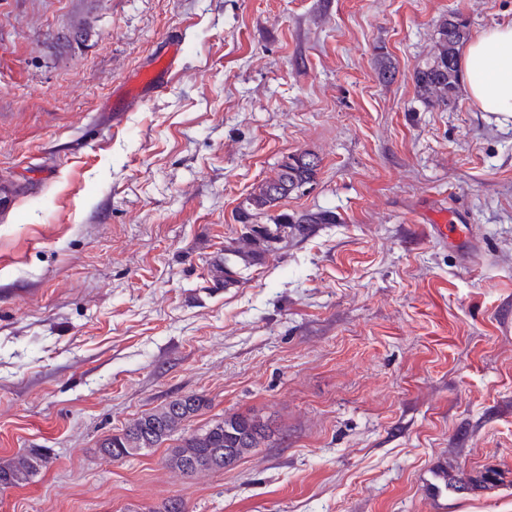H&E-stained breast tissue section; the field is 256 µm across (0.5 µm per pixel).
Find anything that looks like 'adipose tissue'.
<instances>
[{
  "label": "adipose tissue",
  "instance_id": "adipose-tissue-1",
  "mask_svg": "<svg viewBox=\"0 0 512 512\" xmlns=\"http://www.w3.org/2000/svg\"><path fill=\"white\" fill-rule=\"evenodd\" d=\"M461 66L480 109L512 117V23L492 26L469 42Z\"/></svg>",
  "mask_w": 512,
  "mask_h": 512
}]
</instances>
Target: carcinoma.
Masks as SVG:
<instances>
[{"label":"carcinoma","instance_id":"carcinoma-1","mask_svg":"<svg viewBox=\"0 0 512 512\" xmlns=\"http://www.w3.org/2000/svg\"><path fill=\"white\" fill-rule=\"evenodd\" d=\"M470 38L467 23L456 14L438 26L433 60L415 73L417 97L427 108H448L457 100L459 46ZM318 164L307 153L291 154L280 161L274 175L253 186L238 207L242 233L224 243V256L209 267L216 288H235L243 283V271L262 264L289 237L306 236L314 224L336 223L328 210L302 211L276 216L270 212L281 201L300 192L316 179ZM206 406L199 395L172 400L142 414L117 436L105 439L100 452L111 460H122L145 448H158L177 437L167 465L186 476L224 469V449H233L242 461L268 437L266 424L257 416L232 415L202 431H188L186 422ZM50 463L45 448H29L0 460V489L29 484Z\"/></svg>","mask_w":512,"mask_h":512}]
</instances>
